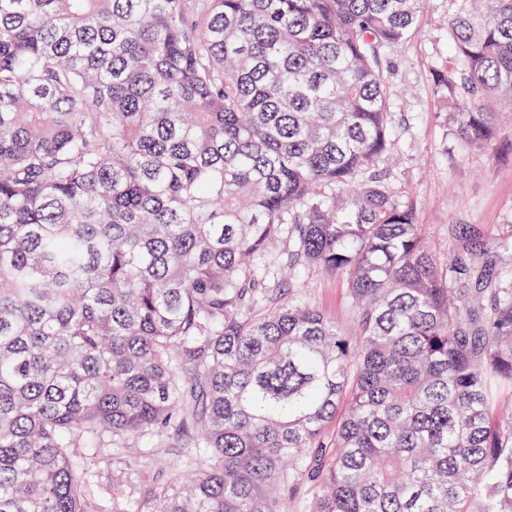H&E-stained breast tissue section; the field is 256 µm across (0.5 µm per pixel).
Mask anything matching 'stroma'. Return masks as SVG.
<instances>
[{
  "label": "stroma",
  "mask_w": 512,
  "mask_h": 512,
  "mask_svg": "<svg viewBox=\"0 0 512 512\" xmlns=\"http://www.w3.org/2000/svg\"><path fill=\"white\" fill-rule=\"evenodd\" d=\"M449 8V0H423L414 32L390 54L391 127L400 159L385 170L397 197L415 209L433 255L444 259L458 252L450 228L471 224L495 270L512 272V249L500 246L512 236V121L503 122L496 141L480 151L469 150L451 135L448 107L437 95L432 76L449 57L444 25ZM303 280L298 291L280 286L273 295L275 303L297 297L348 324L341 278L314 268ZM165 464L161 457L133 454L124 464L101 469V492L130 493L143 472Z\"/></svg>",
  "instance_id": "1"
}]
</instances>
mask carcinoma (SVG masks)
<instances>
[{
	"instance_id": "1",
	"label": "carcinoma",
	"mask_w": 512,
	"mask_h": 512,
	"mask_svg": "<svg viewBox=\"0 0 512 512\" xmlns=\"http://www.w3.org/2000/svg\"><path fill=\"white\" fill-rule=\"evenodd\" d=\"M453 2L433 84L482 149L512 0ZM420 5L0 0V512H512V275L378 170ZM281 265L354 329L264 307ZM132 447L174 457L109 508L88 456ZM304 288L289 289L288 280H280L282 285L273 295V302L288 303V299H296L295 290H299L301 301L322 309L336 317V321L344 327L350 325L347 316L346 288L341 278L328 274L320 269H311L303 277Z\"/></svg>"
}]
</instances>
